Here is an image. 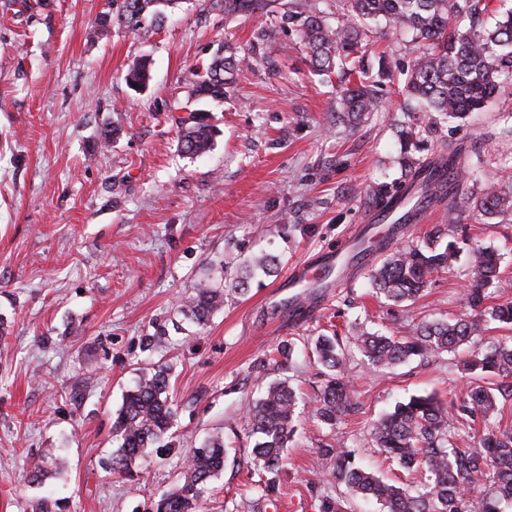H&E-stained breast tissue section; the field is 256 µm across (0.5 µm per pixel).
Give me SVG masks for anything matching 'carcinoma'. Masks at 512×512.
<instances>
[{
	"label": "carcinoma",
	"mask_w": 512,
	"mask_h": 512,
	"mask_svg": "<svg viewBox=\"0 0 512 512\" xmlns=\"http://www.w3.org/2000/svg\"><path fill=\"white\" fill-rule=\"evenodd\" d=\"M111 19L133 30L142 28L146 14L160 20L175 0H111ZM487 0H344V11L329 25L316 15L300 23L301 42L308 49L314 68L329 73L342 66L356 83L343 88L336 99L337 118L356 125L381 107L376 81L365 68L363 41L370 27L385 22L395 31L413 34L422 52L406 70L401 92L425 105L436 117L465 118L479 112L494 96L499 79L512 73V11L493 25L486 23ZM265 0H224V13L257 15ZM454 18L468 20L464 31L450 25ZM250 61L226 42L197 74L192 96L220 100L230 94L236 71ZM132 86L149 80L147 61L129 68ZM213 144L207 110H193L181 131L179 145L187 155L201 156ZM424 171L408 164L409 182L397 193L384 192L382 206L404 197ZM471 210L488 224L512 218V185L504 187L494 175L479 180L470 195ZM460 248L450 241L442 249L409 244L390 253L371 275L375 293L402 302L416 297L428 278L454 265ZM501 255L489 247L471 249L469 279L464 296L472 316L448 321H419L405 335L370 334L355 331L319 333L303 340L304 349L324 368L325 382L311 407L312 416L333 426L353 405L355 390L344 376L346 349L353 346L377 368L412 358L429 359L452 353L468 342L482 340L491 323L512 326V302L488 306L486 290L496 277ZM270 271V259L259 257L228 278L225 288L243 293L254 270ZM224 303V291L201 284L180 307V312L202 322ZM296 342L282 341L278 358H265L259 367L272 370L291 360ZM470 381L463 403L448 407L433 395L412 396L395 406L370 426L377 452L413 476L410 483H390L375 471L359 465L353 451L342 446L325 448L334 458L330 478L349 495L374 501L380 512H504L512 506V336H502L484 345L466 363ZM298 397L288 379L269 384L263 396L248 407L246 422L255 443L249 451L260 482L278 475L284 449L296 433ZM177 411L169 392V373L159 366L139 379L128 392L112 424L118 446L109 466L113 473L140 481L148 448L175 424ZM481 420L484 425L476 442L463 447L458 431ZM229 450L224 436L205 439L186 454L183 470L169 490L162 493L156 512H198L211 481L224 472Z\"/></svg>",
	"instance_id": "cac0c4a2"
}]
</instances>
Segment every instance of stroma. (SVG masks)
<instances>
[{
  "mask_svg": "<svg viewBox=\"0 0 512 512\" xmlns=\"http://www.w3.org/2000/svg\"><path fill=\"white\" fill-rule=\"evenodd\" d=\"M108 0H0V512H31L39 498L62 512H155L182 457L219 432L236 457L210 486L202 512H319L335 496L326 480L336 442L372 451L370 422L413 395L459 406L467 386L464 345L428 361L376 369L357 350L345 356L356 400L335 426L301 415L273 491L252 490L243 429L249 404L274 380L311 398L322 378L303 351L286 366L257 363L279 341L330 325L406 331L410 319L468 317L467 259L433 274L416 299L375 295L368 275L347 286L299 291L287 283L298 262L336 251L385 188L402 181L401 160L426 164L440 145L472 152L470 178L454 198L436 199L428 222L400 244L457 242L498 249L489 304L512 301V221L483 224L466 207L474 177L512 166V77L502 76L486 107L425 130V108L398 96L401 70L417 56L411 36L373 26L364 55L386 60L379 112L351 127L336 119L340 72L317 74L283 13H316L329 24L340 0H268L263 16L224 12V0H178L148 31L97 21ZM251 62L234 91L212 106L209 153L179 149L194 103L196 74L218 43ZM149 63L145 89L126 74ZM423 131L404 148L401 129ZM110 139H103V132ZM458 220L449 223L448 209ZM278 258L244 295L227 293L202 324L179 311L200 283L223 285L246 260ZM166 366L177 408L172 447L149 455L139 486L109 471L112 423L137 378ZM55 449L43 483L31 481Z\"/></svg>",
  "mask_w": 512,
  "mask_h": 512,
  "instance_id": "obj_1",
  "label": "stroma"
}]
</instances>
